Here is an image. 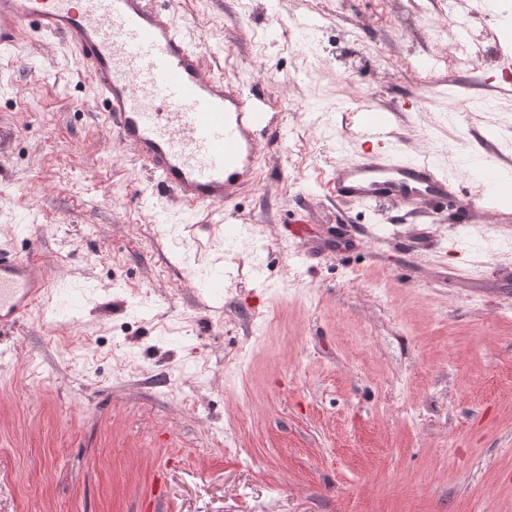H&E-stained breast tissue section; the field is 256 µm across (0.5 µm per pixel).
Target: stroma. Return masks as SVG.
Listing matches in <instances>:
<instances>
[{"label": "stroma", "instance_id": "stroma-1", "mask_svg": "<svg viewBox=\"0 0 512 512\" xmlns=\"http://www.w3.org/2000/svg\"><path fill=\"white\" fill-rule=\"evenodd\" d=\"M165 0L282 133L254 184L159 198L65 37L0 57V248L55 284L0 333V512H512V197L339 200L373 150L512 174V0ZM479 33L482 60L448 47ZM220 276L222 293L205 288ZM389 125V117L386 112L371 107H363L359 114V127L364 137H382L384 130Z\"/></svg>", "mask_w": 512, "mask_h": 512}]
</instances>
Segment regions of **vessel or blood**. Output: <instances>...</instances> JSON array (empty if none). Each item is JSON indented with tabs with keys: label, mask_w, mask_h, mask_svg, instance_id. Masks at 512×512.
<instances>
[{
	"label": "vessel or blood",
	"mask_w": 512,
	"mask_h": 512,
	"mask_svg": "<svg viewBox=\"0 0 512 512\" xmlns=\"http://www.w3.org/2000/svg\"><path fill=\"white\" fill-rule=\"evenodd\" d=\"M30 32L70 40L122 145L183 208L229 203L254 183L259 140L276 124L258 95L205 73L199 48L157 0H0V52ZM388 125L386 112L361 108L362 136H383ZM328 185L339 199L407 209L470 202L430 161L396 153L336 165ZM50 288L36 255L0 249V328L20 327Z\"/></svg>",
	"instance_id": "vessel-or-blood-1"
}]
</instances>
